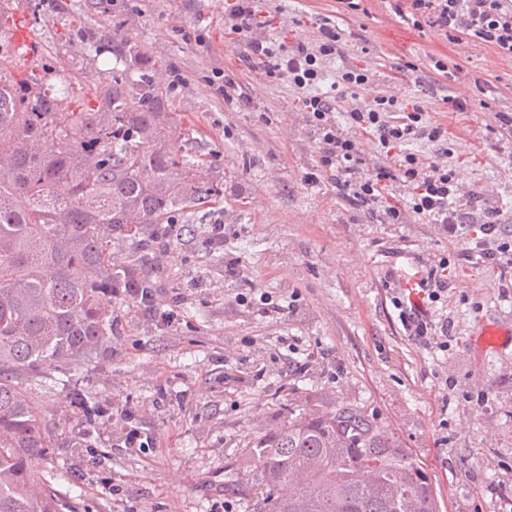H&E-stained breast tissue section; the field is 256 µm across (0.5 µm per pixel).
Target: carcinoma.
<instances>
[{
	"mask_svg": "<svg viewBox=\"0 0 512 512\" xmlns=\"http://www.w3.org/2000/svg\"><path fill=\"white\" fill-rule=\"evenodd\" d=\"M112 55L123 68L70 112L60 72H0V512H59L45 489V418L18 376L106 346L100 296L152 287L142 265L160 225L221 192L197 181L198 151L169 149L179 115L156 60L126 42ZM115 240L136 245L123 263ZM247 458V478L224 490L248 512H438L421 463L358 406L308 404Z\"/></svg>",
	"mask_w": 512,
	"mask_h": 512,
	"instance_id": "carcinoma-1",
	"label": "carcinoma"
}]
</instances>
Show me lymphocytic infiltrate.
I'll use <instances>...</instances> for the list:
<instances>
[{
    "mask_svg": "<svg viewBox=\"0 0 512 512\" xmlns=\"http://www.w3.org/2000/svg\"><path fill=\"white\" fill-rule=\"evenodd\" d=\"M409 2L411 11L420 14L436 34L458 43L477 40L512 56V0ZM224 23L241 38L239 60L244 66L262 68L266 77L288 80L303 91V110L316 135L320 166L332 172L339 196L350 206L383 224H403L411 217L438 224L452 238L479 228L480 237L462 251L468 262L496 267L502 257L512 254V230L500 220L501 207L492 205L474 216L465 203L475 194L463 190L447 160L439 156L422 164L409 152L414 142L448 139L444 127L427 121L418 104L394 94L378 95L350 112L346 127H339L329 100L315 91L323 77L324 58L341 52L336 27L323 26L320 43L313 48L273 43L261 34L268 25L261 0H230ZM363 134L375 139L381 152L396 154V161L368 165L360 148ZM397 186L408 188V195L387 202V194Z\"/></svg>",
    "mask_w": 512,
    "mask_h": 512,
    "instance_id": "1",
    "label": "lymphocytic infiltrate"
}]
</instances>
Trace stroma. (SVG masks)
Here are the masks:
<instances>
[{"instance_id":"obj_1","label":"stroma","mask_w":512,"mask_h":512,"mask_svg":"<svg viewBox=\"0 0 512 512\" xmlns=\"http://www.w3.org/2000/svg\"><path fill=\"white\" fill-rule=\"evenodd\" d=\"M63 2L13 0L0 66L26 69L23 31L44 46L36 66L92 93L112 76L113 44L130 42L159 62L155 79L199 145L202 178L223 191L208 223L184 213L177 239L149 254L156 303L178 313L172 326L112 296L105 351L20 376L56 446L47 471L60 512H222L227 502L247 512L225 498V480L244 477L247 448L310 400L362 406L395 432L429 473L440 512H512V346L477 337L481 324L512 325L496 271L460 259L439 225L380 224L350 209L319 171L301 90L239 62L224 0ZM262 9L266 36L289 46L316 45L323 24L338 26L342 54L328 73L358 67L369 86L336 93L335 117L400 89L447 128L449 165L512 226V137L491 131L496 113H512L511 56L449 42L389 0H262ZM217 69L233 73L251 106L225 103L211 85ZM450 95L470 111H452ZM212 223L224 226L217 247L207 244ZM442 259L448 292L426 310L454 323L444 351L409 340L394 306L409 298L405 280ZM268 304L286 311L265 314ZM74 391L101 406L93 424L71 404ZM126 421L157 447H121L114 433Z\"/></svg>"}]
</instances>
